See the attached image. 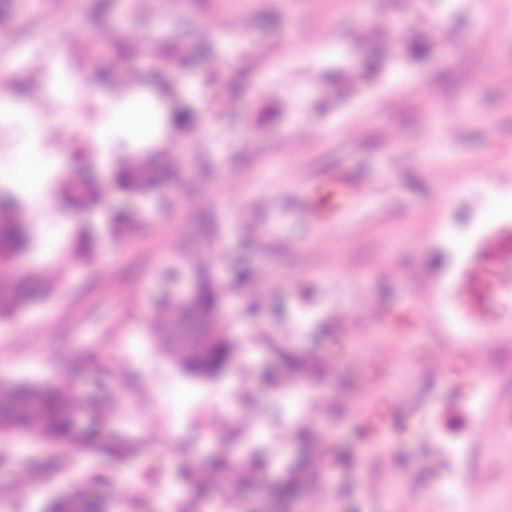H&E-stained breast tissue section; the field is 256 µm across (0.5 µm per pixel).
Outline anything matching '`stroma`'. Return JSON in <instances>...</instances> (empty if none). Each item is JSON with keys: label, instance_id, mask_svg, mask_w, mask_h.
Instances as JSON below:
<instances>
[{"label": "stroma", "instance_id": "obj_1", "mask_svg": "<svg viewBox=\"0 0 512 512\" xmlns=\"http://www.w3.org/2000/svg\"><path fill=\"white\" fill-rule=\"evenodd\" d=\"M0 0V179L38 153L49 188L36 225L39 249L13 266L56 293L0 322V380L49 381L102 397L98 417L138 455L105 457L69 446L46 482L33 459L56 445L34 430L0 431V512H40L77 483L124 501L127 512H191L181 470L211 482L210 504L250 499L232 471L211 472L215 450L265 456L262 479L309 460L284 512H461L460 484L481 489L477 512H512V438L473 447V418L496 405L512 421V293H485L470 332L485 345L487 377L469 390L463 353L448 349L454 290L464 267L497 276L491 241L512 239V0ZM107 28L133 50L146 79L173 84L171 110L191 127L161 140L128 125L124 92L100 84L74 100L64 89L112 54ZM187 55L164 72L156 56ZM377 61L374 74L366 66ZM160 143L170 160L198 161L169 189V206L145 202L143 224L119 239L98 224L88 259L72 256L86 216L67 211L55 183L76 154L103 179ZM336 171L363 189L335 223L307 217L311 183ZM253 272L238 278L240 267ZM208 269L226 291L218 320L237 350L225 373L182 371L153 334L162 294ZM416 309L408 338L391 344L379 307ZM315 362L307 383L266 378L280 348ZM415 402L396 405L404 381ZM391 407L385 449L367 453L355 400ZM375 480L380 492L367 489Z\"/></svg>", "mask_w": 512, "mask_h": 512}]
</instances>
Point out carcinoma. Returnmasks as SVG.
I'll return each instance as SVG.
<instances>
[{"mask_svg":"<svg viewBox=\"0 0 512 512\" xmlns=\"http://www.w3.org/2000/svg\"><path fill=\"white\" fill-rule=\"evenodd\" d=\"M97 41L112 51L109 69L94 71L88 79L130 86L133 70L127 63V49L117 42L112 31L99 32ZM185 168L180 164L165 162L158 148L142 150L130 164L111 176L112 183L127 197L147 196L160 185L178 187L185 182ZM105 188L98 183L90 166L82 161L77 178L62 183L60 197L70 208L86 209L99 203ZM22 195L0 193V321L16 318L28 306L48 300L55 289L38 288L32 279L6 273L13 262L30 255L37 247L35 225L19 220L23 205ZM111 224L119 228H134L138 224L136 209L122 206L111 215ZM224 303V289L213 285L207 271L197 273L194 288L187 301L170 303L167 319L162 329L163 341L177 353L182 370L190 375H212L224 366L230 356L232 342L224 333V325L216 321V313ZM0 430H15L41 423L43 435L53 441L79 443L91 454L133 455L136 449L126 447L125 440L117 435L99 438L90 428H81L74 416V396L49 382L0 381ZM213 469L246 472L251 464L212 456ZM245 481L255 490L251 502L237 507L235 512H277L281 504L290 500L296 489L294 479L286 477L274 485H265L249 476ZM110 501L90 491L76 488L63 491L51 498L43 512H110Z\"/></svg>","mask_w":512,"mask_h":512,"instance_id":"1","label":"carcinoma"}]
</instances>
